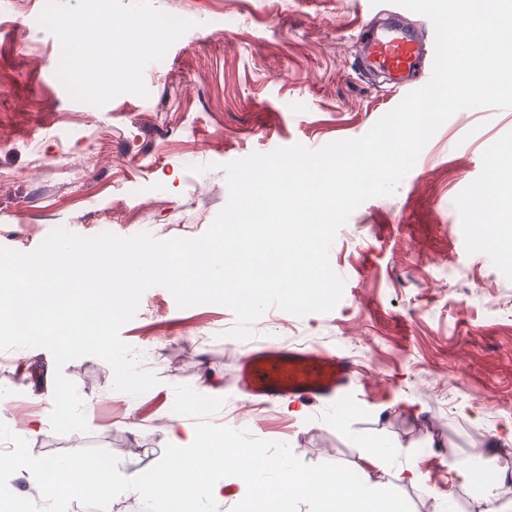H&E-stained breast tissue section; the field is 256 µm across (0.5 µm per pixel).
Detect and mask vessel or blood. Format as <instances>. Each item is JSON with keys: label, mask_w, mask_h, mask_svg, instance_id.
<instances>
[{"label": "vessel or blood", "mask_w": 512, "mask_h": 512, "mask_svg": "<svg viewBox=\"0 0 512 512\" xmlns=\"http://www.w3.org/2000/svg\"><path fill=\"white\" fill-rule=\"evenodd\" d=\"M360 40L368 66L388 73L394 89L401 94L417 90L430 80L434 45L415 27L401 23L379 32L365 31ZM351 381L349 363L343 356L272 344L246 354L238 370L239 385L268 404L281 398L313 404L331 401Z\"/></svg>", "instance_id": "obj_1"}]
</instances>
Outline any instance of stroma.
<instances>
[{
    "label": "stroma",
    "instance_id": "35a3bbf8",
    "mask_svg": "<svg viewBox=\"0 0 512 512\" xmlns=\"http://www.w3.org/2000/svg\"><path fill=\"white\" fill-rule=\"evenodd\" d=\"M195 21L162 61L147 66L149 98L103 107L78 102L56 76L58 40L38 22L43 0H0V246L35 250L57 228L81 236L202 235L226 205L227 164L299 143L311 149L364 136L402 100L361 69L357 27L386 18L380 0H151ZM512 109H464L435 133L390 196L364 201L331 245L343 295L326 314L272 308L247 341L229 338L231 310L178 308L147 290L121 331L157 386L115 391L94 356L60 369L84 404L88 433H55L52 355L0 351V421L46 457L87 447L142 474L170 443L174 388L223 400L212 421L287 443L305 464H340L397 488L411 512H481L478 490L454 467L503 443L512 475V265L480 243L463 196L497 179L494 213L512 225ZM318 347L352 359L355 386L329 406L255 408L237 384L255 345ZM43 423L31 434L34 423ZM373 442L410 455L370 458ZM414 467L421 480L397 484Z\"/></svg>",
    "mask_w": 512,
    "mask_h": 512
}]
</instances>
